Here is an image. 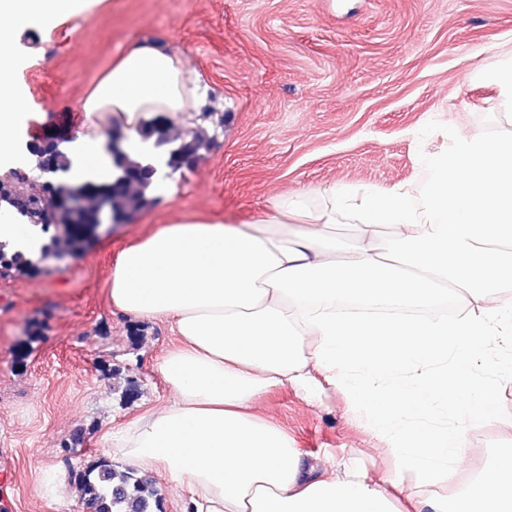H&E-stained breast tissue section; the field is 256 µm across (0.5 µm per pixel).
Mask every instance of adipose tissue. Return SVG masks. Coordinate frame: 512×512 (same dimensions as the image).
I'll return each instance as SVG.
<instances>
[{
    "label": "adipose tissue",
    "instance_id": "obj_1",
    "mask_svg": "<svg viewBox=\"0 0 512 512\" xmlns=\"http://www.w3.org/2000/svg\"><path fill=\"white\" fill-rule=\"evenodd\" d=\"M88 0H0V164L15 154L28 107L5 76L15 33L50 27ZM196 100L183 60L149 46L125 52L82 103L87 120L73 178L108 177L105 129L134 131ZM421 202L402 186L329 188L317 231L289 237V200L249 224L189 216L124 247L112 268L114 308L169 323L175 345L156 368L175 400L113 438L114 455L161 469L194 512H400L350 470L325 475L252 406L270 390L338 387L390 443L403 476L454 482L465 427L494 409L512 377V134L451 137L427 159ZM338 224L394 227L380 248L335 260ZM462 295L469 310L425 319L417 307ZM422 512H512V448L471 488L421 501Z\"/></svg>",
    "mask_w": 512,
    "mask_h": 512
}]
</instances>
